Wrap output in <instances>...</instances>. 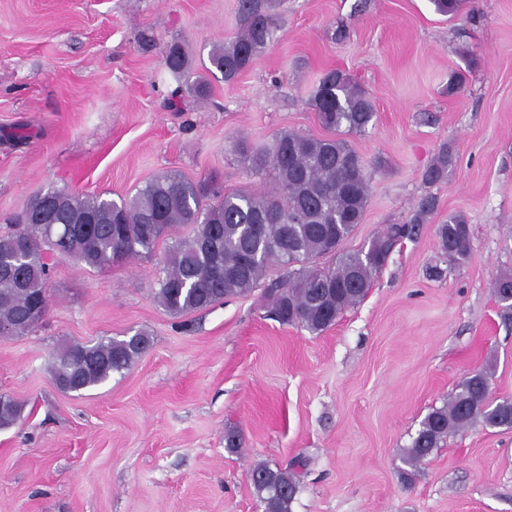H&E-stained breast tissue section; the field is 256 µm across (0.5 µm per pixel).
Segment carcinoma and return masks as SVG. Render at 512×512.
Returning <instances> with one entry per match:
<instances>
[{
	"label": "carcinoma",
	"mask_w": 512,
	"mask_h": 512,
	"mask_svg": "<svg viewBox=\"0 0 512 512\" xmlns=\"http://www.w3.org/2000/svg\"><path fill=\"white\" fill-rule=\"evenodd\" d=\"M431 3L435 12L453 18L468 9L470 0ZM280 6L281 0H239V35L209 54L225 81L248 70L265 49ZM164 64L179 79L189 73L190 60L179 43L167 46ZM308 105L336 136L283 132L263 150L244 139L237 143L247 172L271 178L269 192H227L217 173L204 180L169 173L118 203L82 198L65 187L30 198L17 223L0 232V323L13 325L17 336L41 327L44 316L30 311L39 303L49 309L48 252L81 268L101 269L151 256L160 241L170 239L160 261L158 288L152 290L170 314H188L248 294L283 267L286 275L272 294L277 320L312 334L326 331L342 311L364 299L394 246L419 234L435 201L422 198L407 223L388 225L356 250L342 249L362 223L370 198L366 162L342 135L365 130L375 106L337 69L322 76ZM451 162L448 151L440 152L425 171V182L442 179ZM182 230L188 235L176 236ZM435 234L447 260L468 257L471 238L464 215L448 216ZM150 346L143 329L124 339L70 342L56 353L52 376L61 391L80 395L129 369ZM493 372L489 363L468 373L450 399L424 417L405 449V463L422 464L448 434L478 421L512 429V399L486 403ZM22 412V403L0 395V428L15 424ZM248 479L264 512H291L299 492L293 468L257 464Z\"/></svg>",
	"instance_id": "1"
}]
</instances>
